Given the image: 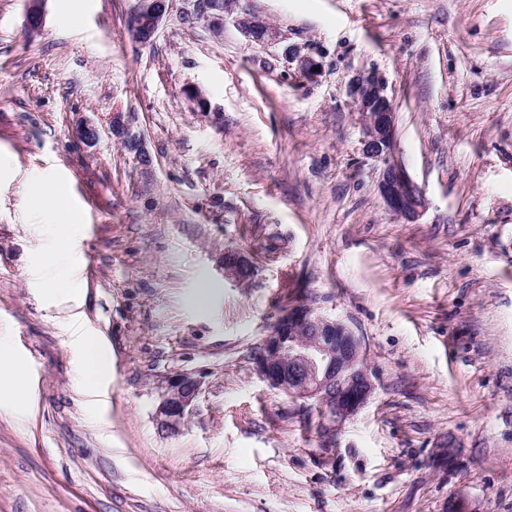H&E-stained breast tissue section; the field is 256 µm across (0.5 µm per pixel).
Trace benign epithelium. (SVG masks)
<instances>
[{
	"instance_id": "1",
	"label": "benign epithelium",
	"mask_w": 512,
	"mask_h": 512,
	"mask_svg": "<svg viewBox=\"0 0 512 512\" xmlns=\"http://www.w3.org/2000/svg\"><path fill=\"white\" fill-rule=\"evenodd\" d=\"M45 0H28L26 25L43 24ZM172 3L165 0H136L129 16L132 36L148 43L167 17ZM189 17L220 28L224 12H208L201 0H189ZM250 41L264 32L266 21L252 16L239 25ZM348 96L357 112L363 156L379 164L376 187L388 210L413 223L426 208V198L411 179L396 153V116L386 83L375 73L353 80ZM112 134L129 145L141 161H146L139 136L122 112L112 113ZM224 278L242 284L255 274L253 263L237 251H224ZM255 370L271 388L292 399L313 400L341 422L356 413L371 398L374 383L363 365L361 343L342 321L328 317L311 304L298 302L281 312L253 356ZM159 403L155 411L157 428L166 434L181 430L200 392V381L190 373H168L159 380Z\"/></svg>"
}]
</instances>
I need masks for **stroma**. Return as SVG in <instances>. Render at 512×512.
Returning a JSON list of instances; mask_svg holds the SVG:
<instances>
[{"instance_id":"1","label":"stroma","mask_w":512,"mask_h":512,"mask_svg":"<svg viewBox=\"0 0 512 512\" xmlns=\"http://www.w3.org/2000/svg\"><path fill=\"white\" fill-rule=\"evenodd\" d=\"M134 5L46 0L32 33L25 0H0V340L26 364L23 408L0 406V512H512V0H235L218 33L173 0L148 44ZM247 14L268 40L244 38ZM369 72L427 200L413 223L359 150L346 89ZM43 175L85 217L63 292L50 230L19 207ZM231 248L247 285L224 278ZM298 298L361 343L375 389L342 422L254 370ZM81 331L112 354L95 393ZM174 372L201 391L166 434ZM112 134L129 145L141 161H147L142 152L139 136L134 133L125 119L123 112H113L111 120ZM224 278L235 284H243L255 274L253 263L237 251L226 250L223 260ZM159 403L155 411L157 428L166 434L178 433L193 409L200 381L191 373H168L159 380Z\"/></svg>"}]
</instances>
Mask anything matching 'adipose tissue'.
Returning <instances> with one entry per match:
<instances>
[{
    "label": "adipose tissue",
    "mask_w": 512,
    "mask_h": 512,
    "mask_svg": "<svg viewBox=\"0 0 512 512\" xmlns=\"http://www.w3.org/2000/svg\"><path fill=\"white\" fill-rule=\"evenodd\" d=\"M24 207L44 213L58 229L56 249L67 265L76 261L77 243L69 235L71 226L80 224V215L73 210L62 187L50 180L39 179L36 188L23 202ZM80 364L77 368L79 384L86 390H94L112 374V356L96 336L77 339Z\"/></svg>",
    "instance_id": "1"
}]
</instances>
